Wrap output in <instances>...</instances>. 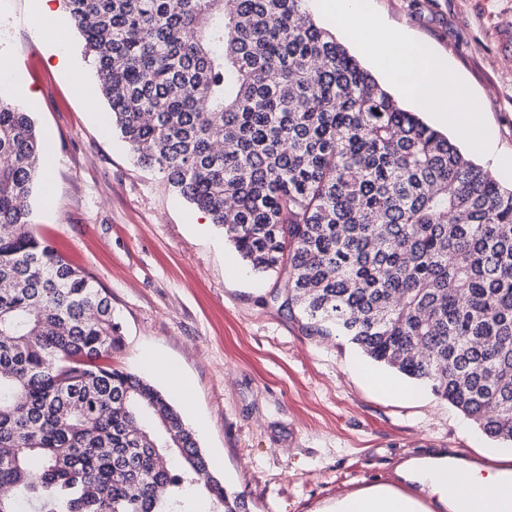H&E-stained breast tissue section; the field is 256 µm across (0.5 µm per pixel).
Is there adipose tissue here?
<instances>
[{
    "label": "adipose tissue",
    "instance_id": "adipose-tissue-1",
    "mask_svg": "<svg viewBox=\"0 0 512 512\" xmlns=\"http://www.w3.org/2000/svg\"><path fill=\"white\" fill-rule=\"evenodd\" d=\"M372 57L394 60L388 68L389 77L421 108L433 111L442 123L457 125L478 135L479 151L491 160L494 170L512 176V159L497 150L496 139L486 125L475 103L460 105L462 79L446 57L426 52L406 31L389 27L375 31L365 27L352 34ZM422 488L439 496L450 512L457 507L459 490H466L472 500L473 512H512V483L505 482L494 469L474 468L467 472L422 473ZM413 499L386 489L347 496L336 506V512H415Z\"/></svg>",
    "mask_w": 512,
    "mask_h": 512
}]
</instances>
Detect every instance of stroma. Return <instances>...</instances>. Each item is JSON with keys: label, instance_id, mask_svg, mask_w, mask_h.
Returning <instances> with one entry per match:
<instances>
[{"label": "stroma", "instance_id": "obj_1", "mask_svg": "<svg viewBox=\"0 0 512 512\" xmlns=\"http://www.w3.org/2000/svg\"><path fill=\"white\" fill-rule=\"evenodd\" d=\"M32 0H0V74L30 112L57 164L36 184L32 224L112 298L122 345L112 364L166 388L199 430L214 475L244 493L250 512H327L348 494L390 487L396 467L435 448L494 447L418 384L419 400L375 390L378 371L341 336H317L279 307L284 279L257 275L222 227L136 162L106 111L96 74L66 10L70 69L41 39ZM410 31L461 74L512 156V0H365L360 24Z\"/></svg>", "mask_w": 512, "mask_h": 512}]
</instances>
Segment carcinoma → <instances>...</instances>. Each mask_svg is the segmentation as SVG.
Masks as SVG:
<instances>
[{"instance_id": "cac0c4a2", "label": "carcinoma", "mask_w": 512, "mask_h": 512, "mask_svg": "<svg viewBox=\"0 0 512 512\" xmlns=\"http://www.w3.org/2000/svg\"><path fill=\"white\" fill-rule=\"evenodd\" d=\"M305 3L65 0L140 164L251 271L285 276L313 332L512 445V189ZM44 153L0 96V512H185L199 487L212 512H249L168 396L103 363L121 342L110 295L30 220Z\"/></svg>"}]
</instances>
